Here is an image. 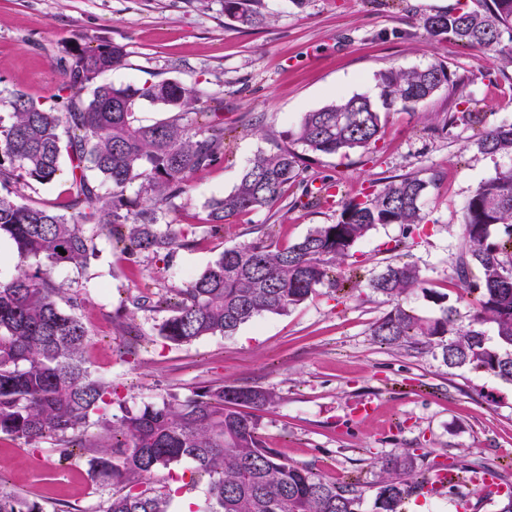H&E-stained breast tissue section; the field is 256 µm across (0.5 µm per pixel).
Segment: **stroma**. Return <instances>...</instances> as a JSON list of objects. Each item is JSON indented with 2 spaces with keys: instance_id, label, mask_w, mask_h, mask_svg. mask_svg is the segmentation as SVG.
Masks as SVG:
<instances>
[{
  "instance_id": "obj_1",
  "label": "stroma",
  "mask_w": 512,
  "mask_h": 512,
  "mask_svg": "<svg viewBox=\"0 0 512 512\" xmlns=\"http://www.w3.org/2000/svg\"><path fill=\"white\" fill-rule=\"evenodd\" d=\"M267 24L257 30L225 19L221 0H0V90L18 91L55 106L63 82L60 60L77 46L125 44L123 68L103 81L138 85L177 79L224 96L232 127L224 158L192 174L188 195L175 199L166 220L191 226L192 247L131 265L100 239L87 269L53 276L86 298L82 315L92 336L85 362L92 376L111 380L109 414L186 397L213 384L262 387L277 396L262 412L260 433L285 459L331 481L358 480L373 498L380 461L417 448L426 464L474 462L512 484V385L489 374L445 367L432 354L385 347L370 334L388 308L367 282L403 258L426 272L433 288L455 298L465 287L452 277L462 247L459 217L478 184L505 158L481 154V126L512 124V51L469 48L455 37H434L424 15L455 8L457 0H263ZM443 64L447 86L384 116V133L366 153L314 156L307 169L316 199L286 195L273 208L231 218L216 233L207 202L229 193L258 153L283 145L303 113L339 97L377 95L389 69ZM479 113L481 125H449L452 112ZM429 180L422 201L425 230L403 238L399 225L377 226L358 243L360 285L352 296L327 289L280 315H264L231 336H204L173 345L157 334L166 311L142 309L119 317L123 301L182 287L224 248L274 232L283 243L317 224L335 223L344 200L384 178ZM336 184L338 194H320ZM0 484L42 503L47 512H87L109 491L84 462H62L55 448L0 434ZM410 497L408 512H495L469 495Z\"/></svg>"
}]
</instances>
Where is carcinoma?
Returning a JSON list of instances; mask_svg holds the SVG:
<instances>
[{
    "instance_id": "obj_1",
    "label": "carcinoma",
    "mask_w": 512,
    "mask_h": 512,
    "mask_svg": "<svg viewBox=\"0 0 512 512\" xmlns=\"http://www.w3.org/2000/svg\"><path fill=\"white\" fill-rule=\"evenodd\" d=\"M224 16L242 27L262 26V0H222ZM423 27L435 37L451 35L482 49L512 45V0H473V5L427 14ZM126 45L111 42L75 49L61 60V111L46 109L21 92L0 96V237L36 267L0 281V433L28 444L51 441L65 460L87 456L99 484L121 489L102 512H168L172 489L149 476L189 461L207 479L206 497L195 512H361L358 482H331L307 466L267 447L257 412L276 402L259 387L216 384L174 395L142 409H121L116 420L100 417L97 442L84 434L89 416L112 405V382L94 378L85 366L91 340L80 316L82 295L56 281L55 268L84 270L96 255V240L138 263L193 245L191 231L160 223L173 201L188 192L192 173L224 158V97L176 79L115 85L102 74L126 65ZM448 83L443 65L386 70L378 75V98L354 94L303 113L286 133L287 144L258 154L228 194L208 202L207 223L217 230L243 213L270 209L291 187L311 191L303 173L309 155L367 150L383 135L382 112L416 105ZM148 102L170 113L151 125L138 123L135 108ZM203 104L202 121L182 116ZM303 152H298L295 146ZM480 153L512 159V124L484 128ZM72 166L65 212L29 199L36 184L52 182L62 154ZM112 185L100 194L93 178ZM137 183L145 204L124 197ZM429 182L417 176L389 177L373 192L342 205L333 224H317L285 245L267 235L224 250L203 272L164 294L141 295L137 309L170 315L157 335L174 345L203 336H230L264 314H281L318 289L345 290L354 247L379 225L398 224L403 235L421 231V203ZM462 247L452 272L468 286L473 314L468 322L448 294L429 287L412 261L386 265L369 280L389 309L371 325L387 347L426 349L449 369L465 368L512 385V165L482 181L463 206ZM64 253H59L58 249ZM420 292L439 314L419 315L407 305ZM494 330L490 342L485 325ZM417 449L387 460L377 483L373 512H406L413 490L435 477L420 468ZM0 512H46L37 501L0 484Z\"/></svg>"
}]
</instances>
